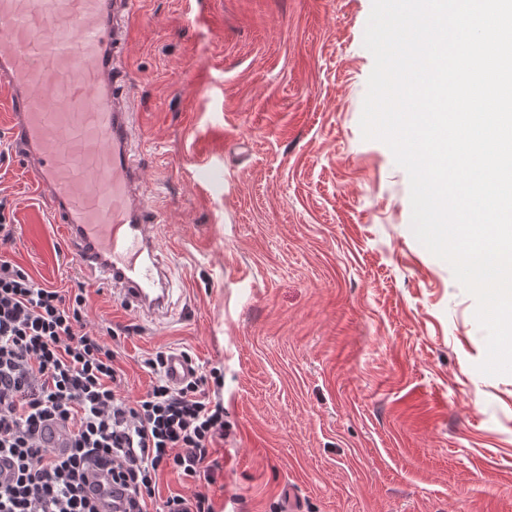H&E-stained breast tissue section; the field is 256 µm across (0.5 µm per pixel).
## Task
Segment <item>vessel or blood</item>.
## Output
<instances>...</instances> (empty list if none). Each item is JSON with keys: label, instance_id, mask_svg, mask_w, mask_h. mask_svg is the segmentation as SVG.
Returning a JSON list of instances; mask_svg holds the SVG:
<instances>
[{"label": "vessel or blood", "instance_id": "vessel-or-blood-1", "mask_svg": "<svg viewBox=\"0 0 512 512\" xmlns=\"http://www.w3.org/2000/svg\"><path fill=\"white\" fill-rule=\"evenodd\" d=\"M138 17L139 0H0V92L16 152L80 272L156 319L172 279L132 157L120 63Z\"/></svg>", "mask_w": 512, "mask_h": 512}]
</instances>
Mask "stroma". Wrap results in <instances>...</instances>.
<instances>
[{
  "mask_svg": "<svg viewBox=\"0 0 512 512\" xmlns=\"http://www.w3.org/2000/svg\"><path fill=\"white\" fill-rule=\"evenodd\" d=\"M372 0H141L124 52L135 158L182 283L154 322L81 278L15 153L11 257L84 282L99 326L145 354L224 367L216 512H512V374L477 366V301L411 229L410 187L360 128Z\"/></svg>",
  "mask_w": 512,
  "mask_h": 512,
  "instance_id": "obj_1",
  "label": "stroma"
}]
</instances>
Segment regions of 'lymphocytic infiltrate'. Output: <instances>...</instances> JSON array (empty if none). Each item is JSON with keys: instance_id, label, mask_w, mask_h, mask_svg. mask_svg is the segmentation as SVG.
Returning a JSON list of instances; mask_svg holds the SVG:
<instances>
[{"instance_id": "f902f5d3", "label": "lymphocytic infiltrate", "mask_w": 512, "mask_h": 512, "mask_svg": "<svg viewBox=\"0 0 512 512\" xmlns=\"http://www.w3.org/2000/svg\"><path fill=\"white\" fill-rule=\"evenodd\" d=\"M16 226L0 202V512H101L87 487L97 471L111 512H216L197 490L161 496L172 471L213 484L215 457L227 433L220 369L202 370L190 350L180 355L190 374L172 382L169 352L145 357L153 380L140 397L124 388L117 330L92 326L84 286L41 284L8 249ZM68 433L59 454L43 441L48 424Z\"/></svg>"}]
</instances>
